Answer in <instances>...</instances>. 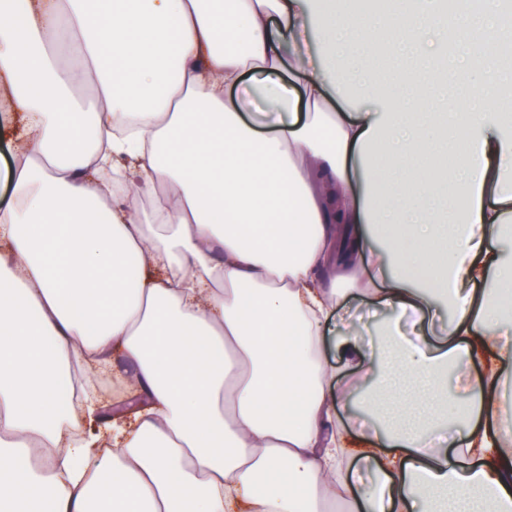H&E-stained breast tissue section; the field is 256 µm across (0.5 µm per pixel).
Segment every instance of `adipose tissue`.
Listing matches in <instances>:
<instances>
[{
	"instance_id": "ef3b65f1",
	"label": "adipose tissue",
	"mask_w": 512,
	"mask_h": 512,
	"mask_svg": "<svg viewBox=\"0 0 512 512\" xmlns=\"http://www.w3.org/2000/svg\"><path fill=\"white\" fill-rule=\"evenodd\" d=\"M305 3L0 0V512H512L506 0L458 29L447 0H327L323 55ZM385 40L419 68L401 111L367 80ZM447 64L486 88L449 96ZM117 355L136 406L62 422L73 370ZM340 364L390 394L385 430L340 422Z\"/></svg>"
}]
</instances>
